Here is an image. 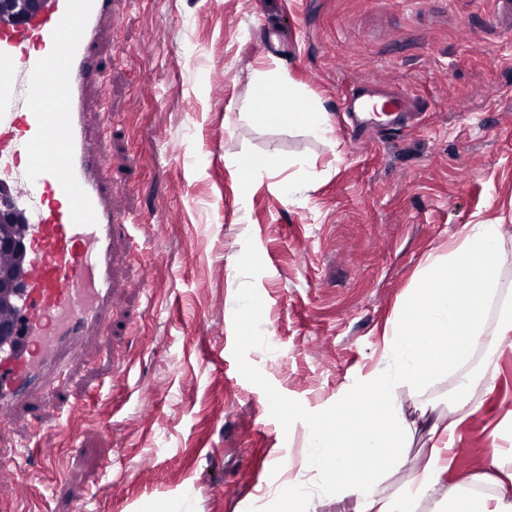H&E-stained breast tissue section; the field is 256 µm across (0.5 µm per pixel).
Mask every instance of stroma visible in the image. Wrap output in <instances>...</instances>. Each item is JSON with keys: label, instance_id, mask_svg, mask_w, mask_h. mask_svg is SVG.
I'll list each match as a JSON object with an SVG mask.
<instances>
[{"label": "stroma", "instance_id": "stroma-1", "mask_svg": "<svg viewBox=\"0 0 512 512\" xmlns=\"http://www.w3.org/2000/svg\"><path fill=\"white\" fill-rule=\"evenodd\" d=\"M495 0H114L127 18L102 27L112 132L114 213L133 220L112 243L122 299L112 326L63 394L16 440L41 459L0 512H252L299 468L305 429L281 413L335 401L378 358L384 325L428 253L465 225L512 228V27L481 32ZM293 37L272 56L265 34ZM279 64L330 113L338 147L307 128L246 120L254 71ZM154 95L140 91L142 84ZM362 84L408 91L424 129L351 137L341 112ZM247 154L307 156L319 179L281 199L289 171L244 182ZM164 232L146 242L143 225ZM153 273L144 277L143 262ZM250 272L251 334L231 277ZM496 388L458 429L446 479L490 470L512 431V348L485 347ZM129 380L111 385L114 366Z\"/></svg>", "mask_w": 512, "mask_h": 512}]
</instances>
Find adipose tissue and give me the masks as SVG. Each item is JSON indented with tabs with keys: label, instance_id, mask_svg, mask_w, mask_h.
<instances>
[{
	"label": "adipose tissue",
	"instance_id": "1",
	"mask_svg": "<svg viewBox=\"0 0 512 512\" xmlns=\"http://www.w3.org/2000/svg\"><path fill=\"white\" fill-rule=\"evenodd\" d=\"M252 120L273 119L291 126L304 125L325 141H332L330 114L318 101L306 102L299 88L275 71L256 72ZM277 93V108L263 105L268 89ZM292 178L281 189L291 196L317 177L307 157L288 160L247 157L239 162L252 178L280 167ZM512 231L498 222L465 225L462 235L425 258L403 291L392 319L385 325L376 366L337 395L333 404L308 416L289 410L288 423L303 422L307 433L297 477L285 479L272 492L288 512H306L305 506L325 497L351 498L355 512H415L417 505L443 485L451 468L455 434L477 407L471 402L473 381L467 365L487 345L512 347ZM455 378L458 397L452 413L439 408L436 388ZM407 393L419 411L408 421L399 401ZM423 430L428 448L414 481L398 494L379 487L378 459L401 460L416 430ZM493 472L485 481L500 486L493 500L471 497L464 483L448 486L445 512H512V454L497 453ZM317 471L316 482L306 475Z\"/></svg>",
	"mask_w": 512,
	"mask_h": 512
}]
</instances>
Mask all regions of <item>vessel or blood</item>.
<instances>
[{
  "instance_id": "1",
  "label": "vessel or blood",
  "mask_w": 512,
  "mask_h": 512,
  "mask_svg": "<svg viewBox=\"0 0 512 512\" xmlns=\"http://www.w3.org/2000/svg\"><path fill=\"white\" fill-rule=\"evenodd\" d=\"M122 24L112 0H49L24 21L0 26V181L15 182L26 208L29 251L24 291L12 313L24 336L0 374V427L32 395L53 399L91 337L112 322L113 235L111 159L106 111L85 93L106 84L99 51L103 21ZM387 123L414 122L420 106L390 91ZM16 451H0V485L18 483Z\"/></svg>"
}]
</instances>
